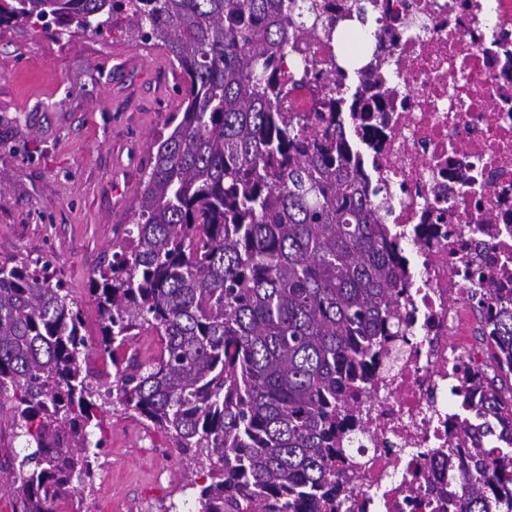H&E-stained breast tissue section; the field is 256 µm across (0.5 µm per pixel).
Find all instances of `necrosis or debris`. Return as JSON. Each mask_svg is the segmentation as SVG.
<instances>
[{
    "label": "necrosis or debris",
    "instance_id": "necrosis-or-debris-1",
    "mask_svg": "<svg viewBox=\"0 0 512 512\" xmlns=\"http://www.w3.org/2000/svg\"><path fill=\"white\" fill-rule=\"evenodd\" d=\"M350 2L305 0L336 28L288 66L354 62L336 123L387 237L410 247L398 324L345 399L342 512H447L469 465L458 427L504 445L470 377L495 367L478 293L512 297V0H365L361 26Z\"/></svg>",
    "mask_w": 512,
    "mask_h": 512
}]
</instances>
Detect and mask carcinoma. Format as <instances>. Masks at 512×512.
<instances>
[{"instance_id":"obj_1","label":"carcinoma","mask_w":512,"mask_h":512,"mask_svg":"<svg viewBox=\"0 0 512 512\" xmlns=\"http://www.w3.org/2000/svg\"><path fill=\"white\" fill-rule=\"evenodd\" d=\"M123 13L132 36L164 47L182 111L153 147L133 221L92 279L115 367H89L82 311L46 266L0 265V402L25 438L0 463L14 512H54L93 475L104 439L94 409L111 398L163 432L187 466L209 469L198 512H338L339 402L367 376L378 337L399 317L400 280L381 215L336 130V99L311 119L295 88L336 82L313 66L288 76V47L327 31L297 0H0V25L52 21L102 33ZM492 355L512 360V299L496 300ZM155 333L152 360L118 353ZM492 410L512 369L483 377ZM470 470L456 512H491L512 494V447L488 461L461 425ZM94 445L96 452L89 451ZM307 92L306 89L297 90L288 96V111L313 117L315 110L318 108V99Z\"/></svg>"}]
</instances>
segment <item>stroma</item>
<instances>
[{"mask_svg":"<svg viewBox=\"0 0 512 512\" xmlns=\"http://www.w3.org/2000/svg\"><path fill=\"white\" fill-rule=\"evenodd\" d=\"M182 100L166 51L103 34L0 26V263L29 257L78 300L89 349L99 341L90 281L129 224L152 145ZM83 512H196L208 472L187 468L161 433L112 406ZM191 489L176 490L182 476Z\"/></svg>","mask_w":512,"mask_h":512,"instance_id":"1","label":"stroma"}]
</instances>
